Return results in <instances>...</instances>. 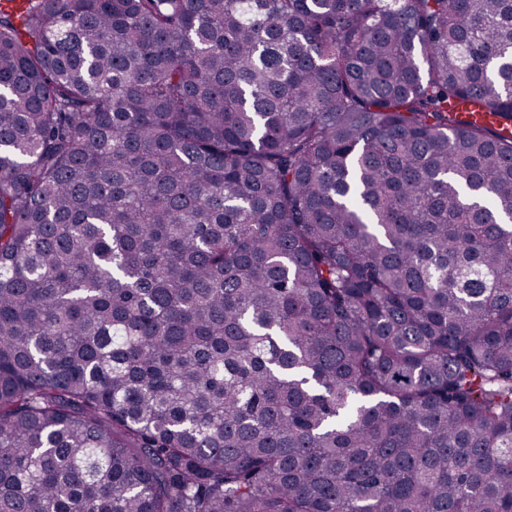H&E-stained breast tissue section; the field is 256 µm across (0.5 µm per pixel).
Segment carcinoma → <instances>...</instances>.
<instances>
[{"mask_svg": "<svg viewBox=\"0 0 512 512\" xmlns=\"http://www.w3.org/2000/svg\"><path fill=\"white\" fill-rule=\"evenodd\" d=\"M0 512H512V0H0Z\"/></svg>", "mask_w": 512, "mask_h": 512, "instance_id": "carcinoma-1", "label": "carcinoma"}]
</instances>
